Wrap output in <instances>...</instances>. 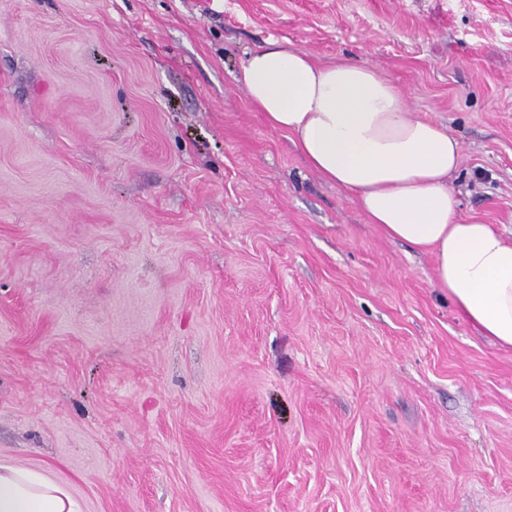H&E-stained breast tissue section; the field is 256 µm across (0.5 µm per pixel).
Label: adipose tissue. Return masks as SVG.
<instances>
[{
	"label": "adipose tissue",
	"mask_w": 512,
	"mask_h": 512,
	"mask_svg": "<svg viewBox=\"0 0 512 512\" xmlns=\"http://www.w3.org/2000/svg\"><path fill=\"white\" fill-rule=\"evenodd\" d=\"M239 80L268 126L287 133L385 237L434 260L436 288L481 335L512 348V237L464 217L451 183L461 145L407 107L375 67L321 65L282 45L252 50ZM0 512H83L44 469L0 465Z\"/></svg>",
	"instance_id": "ef3b65f1"
}]
</instances>
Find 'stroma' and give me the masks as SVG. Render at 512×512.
Wrapping results in <instances>:
<instances>
[{"label":"stroma","instance_id":"obj_1","mask_svg":"<svg viewBox=\"0 0 512 512\" xmlns=\"http://www.w3.org/2000/svg\"><path fill=\"white\" fill-rule=\"evenodd\" d=\"M377 68L512 232V0H0V462L83 512H512V349L271 129Z\"/></svg>","mask_w":512,"mask_h":512}]
</instances>
